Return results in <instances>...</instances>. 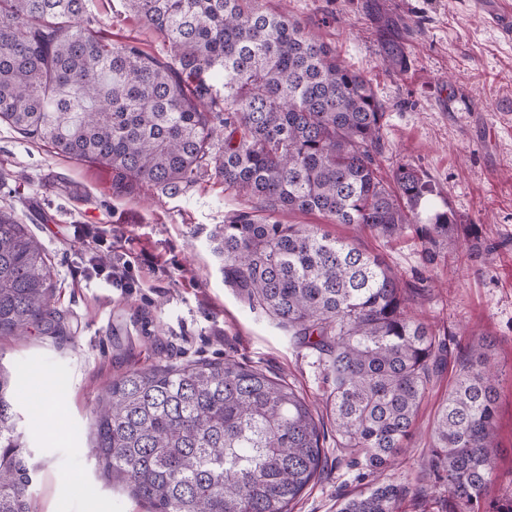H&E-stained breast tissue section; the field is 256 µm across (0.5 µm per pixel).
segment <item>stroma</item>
Returning <instances> with one entry per match:
<instances>
[{"instance_id":"stroma-1","label":"stroma","mask_w":512,"mask_h":512,"mask_svg":"<svg viewBox=\"0 0 512 512\" xmlns=\"http://www.w3.org/2000/svg\"><path fill=\"white\" fill-rule=\"evenodd\" d=\"M319 31L341 59L370 78L389 107L384 170L409 164L429 178L426 211L451 209L470 227L478 258L457 262L448 249L423 260L412 235L385 239L330 224L318 214L278 213L381 255L412 285L417 318L445 336L446 359L420 405L401 462L385 478L406 486L398 512H453L435 483L431 428L460 373L455 337L495 343L500 371L495 437L498 480L491 498H512V37L502 35L469 0H264ZM92 28L105 42L133 37L162 56V42L125 12L121 0H91ZM409 53L406 71L383 64L380 30ZM458 96L455 105L441 90ZM14 206L41 242L53 273L60 333L31 327L0 336V363L28 384L17 408L20 441L39 470L29 488L32 512H150L128 489L110 485L92 455V412L113 380L162 362L231 356L286 377L323 407L329 386L319 354L264 312L249 308L224 282L213 234L234 214L259 212L255 199L202 177L178 194L119 181L111 168L58 155L47 143L0 124V206ZM126 255L135 281L121 291L91 264ZM44 372L66 389L63 421L49 424L35 407ZM357 468L328 464L292 512H336L341 495L364 489Z\"/></svg>"}]
</instances>
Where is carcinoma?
<instances>
[{"instance_id":"cac0c4a2","label":"carcinoma","mask_w":512,"mask_h":512,"mask_svg":"<svg viewBox=\"0 0 512 512\" xmlns=\"http://www.w3.org/2000/svg\"><path fill=\"white\" fill-rule=\"evenodd\" d=\"M89 0H0V123L57 154L103 163L121 180L177 194L202 174L264 211L318 212L385 237L416 235L427 259L472 248L452 212L424 220L419 170L383 174L388 106L336 48L263 0H122L169 50L104 43ZM384 65L402 70L401 47ZM213 239L224 281L324 360L336 461L377 478L413 435L447 345L407 313L409 284L378 254L240 213ZM44 248L0 209V336L46 322ZM464 367L431 432L435 481L477 512L495 469L493 343L462 348ZM19 375L0 363V512H30L36 472L16 433ZM94 456L152 512H288L320 473L317 408L281 376L226 357L134 369L112 382L94 419ZM402 488L371 481L337 512H398Z\"/></svg>"}]
</instances>
